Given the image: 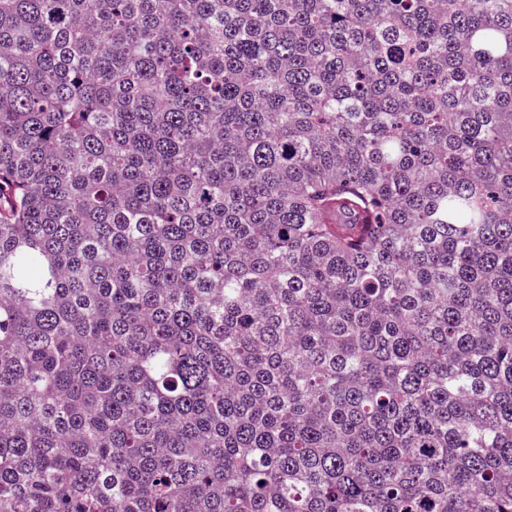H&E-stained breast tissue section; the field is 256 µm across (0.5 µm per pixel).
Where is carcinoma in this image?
<instances>
[{"label":"carcinoma","instance_id":"obj_1","mask_svg":"<svg viewBox=\"0 0 512 512\" xmlns=\"http://www.w3.org/2000/svg\"><path fill=\"white\" fill-rule=\"evenodd\" d=\"M0 512H512V0H0Z\"/></svg>","mask_w":512,"mask_h":512}]
</instances>
